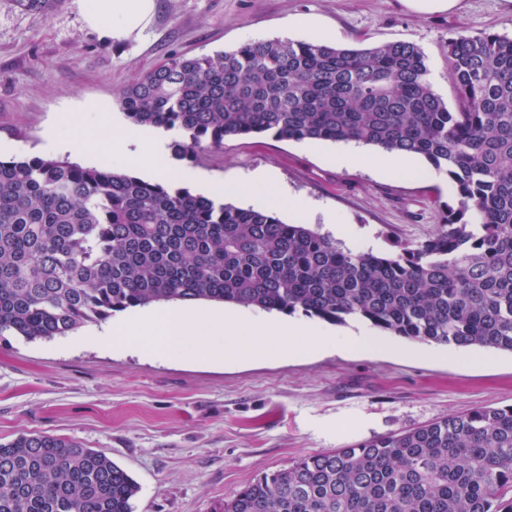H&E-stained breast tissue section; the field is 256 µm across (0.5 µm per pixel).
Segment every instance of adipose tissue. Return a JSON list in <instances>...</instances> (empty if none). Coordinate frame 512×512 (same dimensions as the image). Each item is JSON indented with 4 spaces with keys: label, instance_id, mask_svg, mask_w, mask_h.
Returning a JSON list of instances; mask_svg holds the SVG:
<instances>
[{
    "label": "adipose tissue",
    "instance_id": "adipose-tissue-1",
    "mask_svg": "<svg viewBox=\"0 0 512 512\" xmlns=\"http://www.w3.org/2000/svg\"><path fill=\"white\" fill-rule=\"evenodd\" d=\"M85 23L103 39L122 40L139 30L153 9V0H80ZM169 141L150 130L125 129L105 145L88 148L80 140H58L59 149L76 154L92 153L97 161L120 155L139 170L163 182L173 174L168 161ZM229 196L268 194L272 203L298 208V200L276 188L272 172L253 174L228 182ZM91 341H114L127 349L163 357L181 354L191 361L236 362L277 353L288 357L306 355L323 344L322 333L300 322L269 318H244L228 313L187 306L110 323L90 336Z\"/></svg>",
    "mask_w": 512,
    "mask_h": 512
}]
</instances>
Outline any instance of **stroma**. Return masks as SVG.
Instances as JSON below:
<instances>
[{
  "label": "stroma",
  "instance_id": "35a3bbf8",
  "mask_svg": "<svg viewBox=\"0 0 512 512\" xmlns=\"http://www.w3.org/2000/svg\"><path fill=\"white\" fill-rule=\"evenodd\" d=\"M512 37V0H457L423 13L406 0H154L140 32L102 39L79 0L47 14L0 0V158L54 155L53 141L106 143L125 123L122 91L174 54L230 50L273 38L365 48L420 46L446 101L447 45L458 33ZM335 145L269 137L225 140L194 163L216 182L270 169L307 204L288 224L348 225L377 255L431 237L454 190L426 161L404 174L336 167ZM84 331L0 343V443L47 434L103 451L139 485L133 512H213L262 473L300 457L428 424L481 406L512 405V353L379 334L378 350L327 344L308 356L196 364L153 358Z\"/></svg>",
  "mask_w": 512,
  "mask_h": 512
}]
</instances>
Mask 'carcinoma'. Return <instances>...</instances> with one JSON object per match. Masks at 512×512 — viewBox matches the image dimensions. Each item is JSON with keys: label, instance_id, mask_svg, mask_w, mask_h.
Returning a JSON list of instances; mask_svg holds the SVG:
<instances>
[{"label": "carcinoma", "instance_id": "cac0c4a2", "mask_svg": "<svg viewBox=\"0 0 512 512\" xmlns=\"http://www.w3.org/2000/svg\"><path fill=\"white\" fill-rule=\"evenodd\" d=\"M447 61L454 109L434 91L425 52L404 41L276 38L174 54L120 97L132 124L175 133L178 160L249 136L425 158L448 176L453 202L428 240L391 257L128 171L0 160V341L210 301L512 352V38L457 34ZM138 489L77 441L0 444V512H133ZM216 512H512V406L301 457Z\"/></svg>", "mask_w": 512, "mask_h": 512}]
</instances>
